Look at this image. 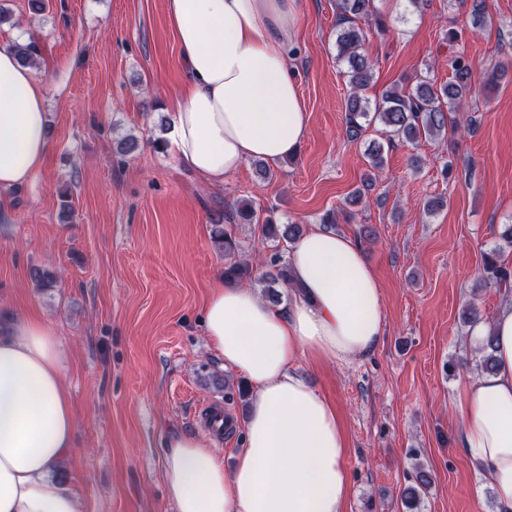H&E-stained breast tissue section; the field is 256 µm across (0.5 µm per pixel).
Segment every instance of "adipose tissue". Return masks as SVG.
I'll return each mask as SVG.
<instances>
[{
    "label": "adipose tissue",
    "instance_id": "1",
    "mask_svg": "<svg viewBox=\"0 0 512 512\" xmlns=\"http://www.w3.org/2000/svg\"><path fill=\"white\" fill-rule=\"evenodd\" d=\"M186 69L171 95L170 151L210 186L250 160L278 163L308 134L295 79L298 0H166ZM46 87L0 45V192L29 183L47 151ZM287 313L244 284L216 278L202 312L224 367L254 389L232 472L211 443L167 438L164 479L178 512H345L349 439L336 405L301 362L348 364L385 333L383 293L354 240L311 225L287 250ZM471 349L493 341L495 368L456 383L461 443L498 503L512 512V303L472 326ZM75 419L54 323L20 317L0 334V512H79L48 477L73 452Z\"/></svg>",
    "mask_w": 512,
    "mask_h": 512
}]
</instances>
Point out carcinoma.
Masks as SVG:
<instances>
[{
	"instance_id": "obj_1",
	"label": "carcinoma",
	"mask_w": 512,
	"mask_h": 512,
	"mask_svg": "<svg viewBox=\"0 0 512 512\" xmlns=\"http://www.w3.org/2000/svg\"><path fill=\"white\" fill-rule=\"evenodd\" d=\"M374 24L377 31L386 28V22L373 7V0H336V52L337 60L346 63L344 75L351 86L345 103V130L355 141L375 120L388 128V141L398 138L415 143L421 139L436 141L447 138L451 113L460 108L472 91V66L460 55L449 57L452 76L443 84L422 80L408 93L395 87L386 90L381 100L373 103L364 96V91L373 79V63L366 53L367 33L365 26ZM13 49L22 63L35 60L38 47L35 42L16 43ZM237 214L249 224L261 226L262 238L272 241H289L301 233L298 224L285 227L264 217L243 199L239 201ZM211 245L220 254L229 255L237 248L232 231L222 224L214 225L210 237ZM268 271L259 279L269 284H289L288 264L280 250L267 258ZM485 282L497 289H512V269L502 266L494 255H487L483 263ZM224 277L243 282L252 279L253 270L246 263L233 262L224 267ZM415 485L405 488L402 501L406 508L413 509L420 503L432 486L433 478L422 465H414Z\"/></svg>"
}]
</instances>
